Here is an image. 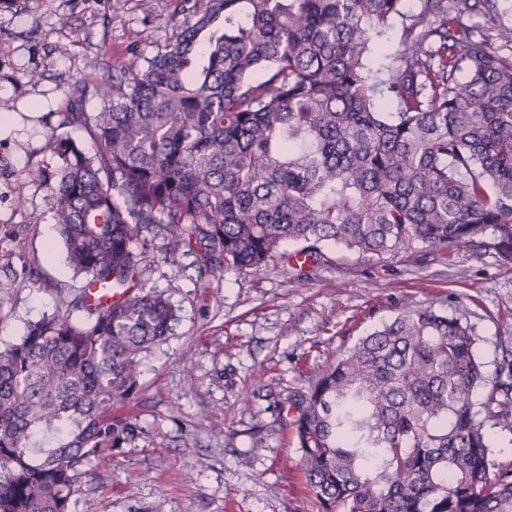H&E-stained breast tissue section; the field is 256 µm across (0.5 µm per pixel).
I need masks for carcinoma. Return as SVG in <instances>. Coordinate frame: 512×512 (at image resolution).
Instances as JSON below:
<instances>
[{
    "label": "carcinoma",
    "mask_w": 512,
    "mask_h": 512,
    "mask_svg": "<svg viewBox=\"0 0 512 512\" xmlns=\"http://www.w3.org/2000/svg\"><path fill=\"white\" fill-rule=\"evenodd\" d=\"M201 0L174 40L70 92L34 168L83 284L0 348V512H70L85 464L137 420L140 355L176 313L142 279L149 245L262 278L477 243L512 266V64L465 16L498 0ZM401 25L389 63L380 38ZM100 108L84 111L87 98ZM490 240H485L486 232ZM482 398H475L480 388ZM321 512H512V357L487 379L471 326L407 308L299 395L291 422Z\"/></svg>",
    "instance_id": "obj_1"
}]
</instances>
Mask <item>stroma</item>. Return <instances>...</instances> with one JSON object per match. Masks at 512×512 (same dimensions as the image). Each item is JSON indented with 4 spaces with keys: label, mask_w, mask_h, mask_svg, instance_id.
<instances>
[{
    "label": "stroma",
    "mask_w": 512,
    "mask_h": 512,
    "mask_svg": "<svg viewBox=\"0 0 512 512\" xmlns=\"http://www.w3.org/2000/svg\"><path fill=\"white\" fill-rule=\"evenodd\" d=\"M183 0H0V345L53 312L81 284L65 264L49 189L29 171L55 166L66 92L93 85L132 48L165 45ZM143 278L176 308L170 335L141 355L139 388L122 407L139 436L90 466L71 512H319L290 426L292 395L403 307L461 317L486 373L512 353V266L475 244L361 258L334 250L305 285L285 261L262 279L224 266L199 273L152 240ZM44 288L33 287V279Z\"/></svg>",
    "instance_id": "stroma-1"
}]
</instances>
